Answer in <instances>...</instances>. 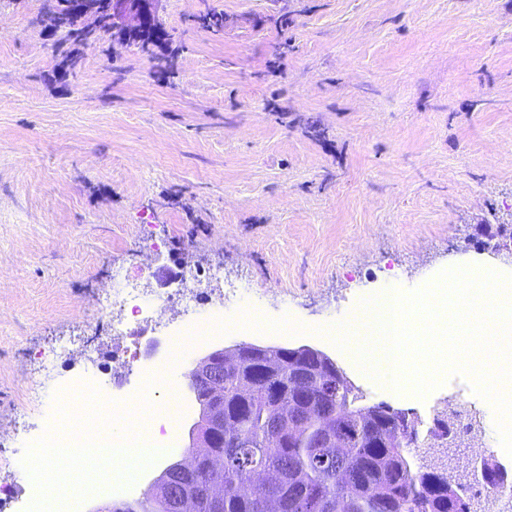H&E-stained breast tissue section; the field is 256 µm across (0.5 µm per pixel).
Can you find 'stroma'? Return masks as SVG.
<instances>
[{
	"label": "stroma",
	"mask_w": 512,
	"mask_h": 512,
	"mask_svg": "<svg viewBox=\"0 0 512 512\" xmlns=\"http://www.w3.org/2000/svg\"><path fill=\"white\" fill-rule=\"evenodd\" d=\"M45 3L0 0V512H24V443L54 428L59 385L99 378V401L124 399L126 336L183 332L172 316L113 336L105 277L145 263L154 289L217 267L241 285L197 313L226 321L214 344L321 349L421 436L448 397L475 399L487 456L512 462L470 377L397 402L330 335L361 300L512 237V0H165L174 62L106 39L64 78ZM58 340L50 380L39 354Z\"/></svg>",
	"instance_id": "stroma-1"
}]
</instances>
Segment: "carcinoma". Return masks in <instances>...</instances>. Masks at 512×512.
<instances>
[{
  "label": "carcinoma",
  "instance_id": "obj_1",
  "mask_svg": "<svg viewBox=\"0 0 512 512\" xmlns=\"http://www.w3.org/2000/svg\"><path fill=\"white\" fill-rule=\"evenodd\" d=\"M79 0H57L40 19L44 28L63 34L76 45L100 41L110 34L106 13L99 28H83ZM173 41L161 20L150 19L140 49L149 53ZM224 370L220 391L202 387L198 399L224 415V432L202 430L197 470L204 475L211 462L219 467L224 495L199 496L192 512H265L270 489L266 478L282 476L276 512H470L467 502L448 494V475L415 469L409 459L413 437L398 428L406 414L378 404H358L315 357L290 359L277 352H252ZM321 376L316 394L300 400L303 374ZM275 403L294 404L301 421L273 436ZM343 442L345 452L329 457L320 447L322 425Z\"/></svg>",
  "mask_w": 512,
  "mask_h": 512
}]
</instances>
